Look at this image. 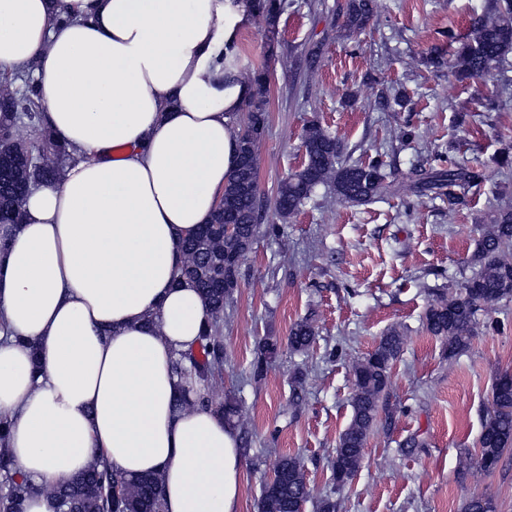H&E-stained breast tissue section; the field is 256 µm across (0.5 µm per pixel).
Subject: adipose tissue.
I'll return each instance as SVG.
<instances>
[{
	"label": "adipose tissue",
	"mask_w": 512,
	"mask_h": 512,
	"mask_svg": "<svg viewBox=\"0 0 512 512\" xmlns=\"http://www.w3.org/2000/svg\"><path fill=\"white\" fill-rule=\"evenodd\" d=\"M252 0H0V71L32 70L70 153L0 227V415L50 485L104 458L162 479L164 512H238L242 456L173 369L207 308L178 245L224 194L252 94L227 60Z\"/></svg>",
	"instance_id": "adipose-tissue-1"
}]
</instances>
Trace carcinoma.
I'll use <instances>...</instances> for the list:
<instances>
[{"label": "carcinoma", "mask_w": 512, "mask_h": 512, "mask_svg": "<svg viewBox=\"0 0 512 512\" xmlns=\"http://www.w3.org/2000/svg\"><path fill=\"white\" fill-rule=\"evenodd\" d=\"M372 17V0H350L344 28L354 34L363 30ZM512 53V0H502L494 17L474 23L471 35L452 53V68L461 80L486 77L500 68ZM253 93L245 104L246 122L237 136L233 170L224 186V196L209 223L199 227L179 244L182 264L179 280L202 297L209 317L202 327L197 347L180 355L175 372L190 379L195 396L183 397L178 407L211 408L234 423L240 415V400L221 397L213 382L224 366V336L221 323L224 306L238 288L240 261L262 233L258 219L259 184L257 148L268 122V81L263 71L252 73ZM43 106L34 81L22 73L0 72V224L22 222V204L29 187L41 180L57 177L60 166L70 158L67 146L48 136L38 144L27 145L16 138L20 124L39 129ZM302 147L306 162L278 189L275 210L282 220L297 213L321 186H331L344 201L363 204L375 200L387 179L383 164L340 161V141L318 124H310ZM235 225L232 236L224 235V225ZM512 249V208L497 211L491 230L477 244L474 261L479 270L450 295L441 293L425 313L426 330L444 341L452 357L464 349L471 338L475 315L483 306L512 299V261L505 251ZM315 328L306 321L296 323L288 336L295 352H305L315 342ZM404 336L392 330L380 337L373 351L352 368V415L341 433L331 468L336 484L344 486L356 475L368 435L383 410L391 381V369L399 358ZM278 351V342L264 339L258 347L254 376L263 374L264 365ZM492 402L509 408L507 412L486 414L479 439L476 464L493 471L503 454L512 448V383L507 373L493 385ZM11 421L0 417V481L3 482L5 512H23L31 496L44 494L63 512H162L160 478L156 475L127 479L104 461L54 485L51 489L30 482L8 453L6 443ZM279 475L273 488L261 490L258 512H296L311 497L304 465L296 457L278 461ZM463 512H497L494 499L472 494Z\"/></svg>", "instance_id": "1"}]
</instances>
